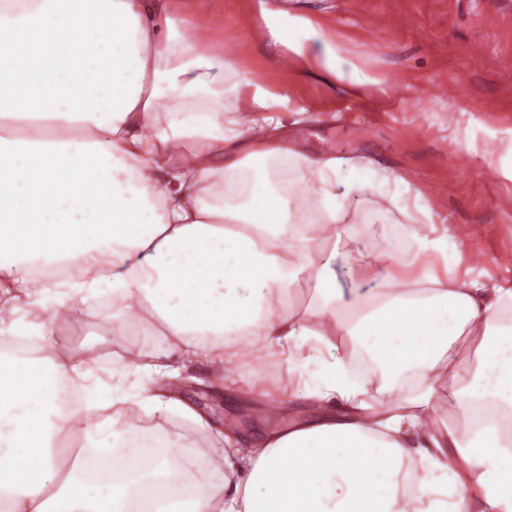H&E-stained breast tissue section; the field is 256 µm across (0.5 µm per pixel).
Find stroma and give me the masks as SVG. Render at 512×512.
I'll return each instance as SVG.
<instances>
[{"instance_id": "stroma-1", "label": "stroma", "mask_w": 512, "mask_h": 512, "mask_svg": "<svg viewBox=\"0 0 512 512\" xmlns=\"http://www.w3.org/2000/svg\"><path fill=\"white\" fill-rule=\"evenodd\" d=\"M201 43L224 47L234 67L285 98L288 143L309 155L372 159L397 171L428 197L436 223L449 234L465 228L464 256L486 253L475 264L483 283L512 279V178L487 180L490 156L512 144V0H179ZM312 18L336 37L341 52L375 76L352 88L344 80L304 68L275 45L269 27ZM460 84L458 97L439 87ZM377 198L357 207L353 241L324 242L335 250L344 288H370L351 268L348 253H379L392 241L370 223ZM75 318L56 320L49 331L57 347L110 356L129 347L152 350L145 330L116 336L103 315L78 307ZM216 371L196 361L175 383L179 395L208 418L211 432L192 443L213 453L212 472L224 469V443L216 437L232 422L242 439H262L278 423L307 418L315 403L288 398V374L276 359L253 355L233 377L239 386H278L282 415L273 418L263 398L230 396Z\"/></svg>"}]
</instances>
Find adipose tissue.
Instances as JSON below:
<instances>
[{
  "label": "adipose tissue",
  "instance_id": "ef3b65f1",
  "mask_svg": "<svg viewBox=\"0 0 512 512\" xmlns=\"http://www.w3.org/2000/svg\"><path fill=\"white\" fill-rule=\"evenodd\" d=\"M194 26L175 0H0V498L10 512H512V284L455 276L457 238L404 177L289 146L282 97ZM270 32L369 83L315 22ZM368 193L403 219L392 249L350 256L384 287L346 290L335 254L311 245L321 224L352 239ZM413 273L417 287H397ZM302 279L313 293L297 309ZM79 306L116 332L147 320L159 349L55 348L50 323ZM257 347L320 408L252 443L224 432L216 479L195 476L203 452L129 422L209 429L155 380L197 358L227 375ZM443 389L457 420L435 419ZM373 391L385 410H369ZM104 424L93 460L63 470L58 439Z\"/></svg>",
  "mask_w": 512,
  "mask_h": 512
}]
</instances>
